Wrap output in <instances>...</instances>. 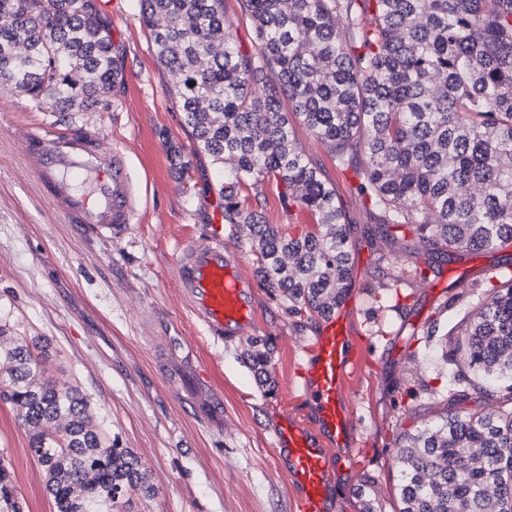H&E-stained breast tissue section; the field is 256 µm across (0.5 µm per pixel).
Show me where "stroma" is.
<instances>
[{"instance_id":"1","label":"stroma","mask_w":512,"mask_h":512,"mask_svg":"<svg viewBox=\"0 0 512 512\" xmlns=\"http://www.w3.org/2000/svg\"><path fill=\"white\" fill-rule=\"evenodd\" d=\"M111 23L124 65V82L108 109L78 113L83 132H97L123 150L139 196L141 217L113 237L69 223L43 197L18 128L52 121L23 98L0 92V333L12 342H50L51 375L88 397L94 423L108 429L150 471L155 494L133 496L126 512H296L294 492L272 451V431L283 416L312 425L308 402L296 399L297 348L316 335L307 315H286L266 288H257L256 336L274 345L276 387L265 393L241 357L242 340L206 336L175 283L181 241L202 235L219 200L221 179L195 154L182 127L172 82L158 66L139 0H96ZM179 146L190 176L176 180L167 155ZM295 147L321 161L354 225L353 291L349 312L364 344L345 392L350 439L331 445L343 458L332 483L330 512H362L374 500L394 512L398 470L391 441L412 427L407 400L397 388L408 372L428 371L414 356L412 335L442 318L450 300L473 283L488 282L512 264V244L473 257L459 253L424 281L401 291L400 310L386 314L385 333L373 335L366 287L373 264L402 269L410 257L402 244L382 241L377 221L363 206L351 175L336 170L325 148L296 127ZM13 467L27 512H52L45 478L29 451L19 412L0 400V457Z\"/></svg>"}]
</instances>
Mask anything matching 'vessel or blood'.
<instances>
[{"label": "vessel or blood", "mask_w": 512, "mask_h": 512, "mask_svg": "<svg viewBox=\"0 0 512 512\" xmlns=\"http://www.w3.org/2000/svg\"><path fill=\"white\" fill-rule=\"evenodd\" d=\"M28 159L46 200L96 233L121 235L138 221L133 181L123 152L105 137L88 138L53 124L25 128ZM224 213L214 208L205 237L183 241L176 266V285L207 335L218 340L242 339L257 323L256 284L240 257L224 245ZM298 372L302 391L314 410L317 426L334 440L346 430L342 405L351 369L360 358L344 312L321 323L312 343L301 346ZM288 453L284 474L294 487L297 512H324L334 495L335 457L298 422H285L276 434Z\"/></svg>", "instance_id": "vessel-or-blood-1"}]
</instances>
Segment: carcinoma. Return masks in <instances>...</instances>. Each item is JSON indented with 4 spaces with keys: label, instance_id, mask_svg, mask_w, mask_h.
<instances>
[{
    "label": "carcinoma",
    "instance_id": "obj_1",
    "mask_svg": "<svg viewBox=\"0 0 512 512\" xmlns=\"http://www.w3.org/2000/svg\"><path fill=\"white\" fill-rule=\"evenodd\" d=\"M139 2L181 125L225 167L224 223L285 314L325 318L353 288L352 224L324 166L297 152V123L354 173L381 238L428 255L424 268L377 265L366 287L374 333L405 282L512 242V0H241L251 53L224 0ZM122 81L95 0H0L1 90L70 116L108 107ZM270 182L284 211L308 209L320 228L269 223ZM496 279L472 284L442 338L437 323L424 336L435 375L402 380L412 414L442 410L393 445L396 512H512V267ZM48 348L0 343V398L21 412L54 512H123L130 494L154 496L135 453L93 424L88 398L50 379ZM271 354L258 337L242 352L270 390ZM478 394L494 406L469 407ZM0 512H24L2 457ZM224 1H226L227 11L233 21L238 44L241 46V50L248 52L253 51L258 42L255 27L241 11L240 2L238 0Z\"/></svg>",
    "mask_w": 512,
    "mask_h": 512
}]
</instances>
